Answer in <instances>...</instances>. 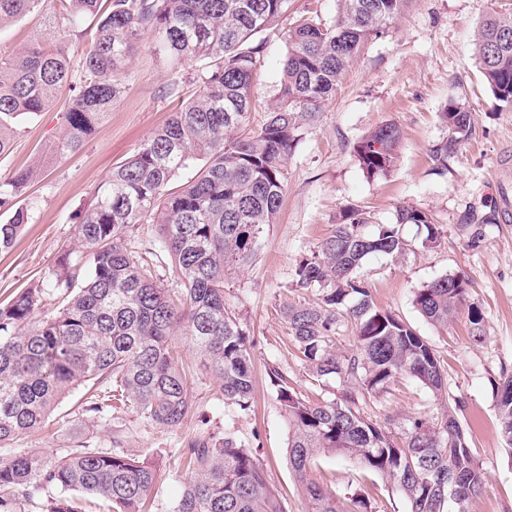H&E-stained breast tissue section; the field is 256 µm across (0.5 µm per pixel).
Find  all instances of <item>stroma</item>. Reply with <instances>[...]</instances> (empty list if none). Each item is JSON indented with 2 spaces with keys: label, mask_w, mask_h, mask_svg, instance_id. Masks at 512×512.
<instances>
[{
  "label": "stroma",
  "mask_w": 512,
  "mask_h": 512,
  "mask_svg": "<svg viewBox=\"0 0 512 512\" xmlns=\"http://www.w3.org/2000/svg\"><path fill=\"white\" fill-rule=\"evenodd\" d=\"M505 9H512V0H411L389 33L366 47L314 122L304 126L288 159L278 222L268 228L254 263L224 288L227 302L254 334L248 416L217 400L216 381L204 374L189 337L180 332L176 345L191 370V409L179 426H151L130 411L102 424L80 413L83 391L78 388L58 405L46 428L20 436L15 447L47 451L82 443L94 448L118 437L129 455L159 465L158 496L167 501L181 491L182 448L196 437L230 432L258 456L286 512H306L288 464L287 428L268 372L279 367L291 387L313 400L341 397L344 386L337 377L313 375L298 359L280 307L287 300H317L316 290L293 286L294 270L303 255L331 235L344 212L363 210L373 223L387 224L398 207L413 206L436 220L442 231L439 242L424 245V230L402 225L410 249L396 257L369 256L357 276L368 284L374 304L410 323L445 365L447 393L460 406L468 445L485 473V484L470 499L468 512H512V452L501 441L495 406L500 372L512 369V221L498 191L499 183H512V109L498 107L475 58L480 23ZM338 10V0H290L287 19L261 33L265 49L253 72L251 130L259 129L278 91L291 20H329ZM95 31L89 17L71 28L61 18L57 0H45L41 15L0 28V51L52 41L66 45L77 60ZM197 70L193 61L174 63L142 46L123 75L122 93L111 112L81 150L67 156L56 154L55 143L68 91H61L57 102L38 116L13 120L15 137L10 153L0 156V179L31 165L38 171L22 199L31 219L13 247L0 251V303L42 280L61 252L75 244L79 211L112 168L167 123L177 103L194 97ZM173 81L179 94L170 98L164 90ZM453 99L469 104L471 128L441 173L433 149L448 136L440 114ZM389 122L402 131L398 163L388 176L367 178L353 147ZM491 215L496 218L492 224L487 221ZM445 274L468 279L469 301L483 316L481 334H474L466 313L440 329L415 310V291ZM362 408L366 416L397 431L406 419L432 413L435 405L419 383L403 378L367 396ZM312 475L337 496L362 493L371 512L407 510L392 482L349 459L319 455Z\"/></svg>",
  "instance_id": "obj_1"
}]
</instances>
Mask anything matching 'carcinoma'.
Returning <instances> with one entry per match:
<instances>
[{
	"label": "carcinoma",
	"instance_id": "cac0c4a2",
	"mask_svg": "<svg viewBox=\"0 0 512 512\" xmlns=\"http://www.w3.org/2000/svg\"><path fill=\"white\" fill-rule=\"evenodd\" d=\"M69 24L95 20L96 36L83 56V76L72 80L59 45L39 42L0 58V156L11 147V126L36 116L57 92L72 96L56 144L65 155L79 150L120 94L125 72L144 38L173 60L198 63L196 97L141 144L96 190L77 225L78 248L65 251L45 283L21 288L0 304V512H285L249 446L231 434L200 436L182 449L189 476L180 494L158 498L160 472L131 458L115 440L106 448L60 452L11 447L42 426L59 399L84 388L80 409L107 422L130 410L160 427L179 425L190 410L188 373L172 344L190 336L205 370L219 384L217 400L245 415L251 407V350L247 326L224 299L225 282L257 256L276 223L286 164L305 122L328 102L362 49L388 33L410 0H341L336 17L296 21L288 30L276 98L256 131L249 126L252 72L263 53L254 36L278 23L289 0H59ZM44 0H0V25L41 12ZM480 73L500 106L512 108V11L485 18L475 35ZM448 137L433 150L440 166L457 151L471 123L470 107L451 102L441 113ZM402 133L383 124L362 137L354 155L372 179L388 175ZM203 166L179 190L169 188L187 161ZM34 170L19 169L0 181V250L12 246L29 222L20 198ZM143 219L158 236L138 254L127 246ZM362 211L346 215L319 249L296 265V285L321 292L316 304L285 302L282 313L304 361L317 376L342 380V397L312 401L288 385L276 368L287 426L288 459L308 512H368L348 503L311 475L317 455L350 457L396 484L408 512H448V485L470 499L485 473L445 397L444 367L431 343L397 315L376 308L355 272L371 254L399 255L407 242L400 225L417 224L435 244L440 228L423 210L401 206L395 222L367 229ZM171 258L177 288L154 277V263ZM469 282L441 276L414 293L413 305L445 328L462 306L469 322L482 323L467 304ZM350 321L353 346L337 354L339 322ZM407 377L428 389L436 410L406 419L401 432L364 416L359 398ZM500 434L512 449V373L496 389Z\"/></svg>",
	"mask_w": 512,
	"mask_h": 512
}]
</instances>
